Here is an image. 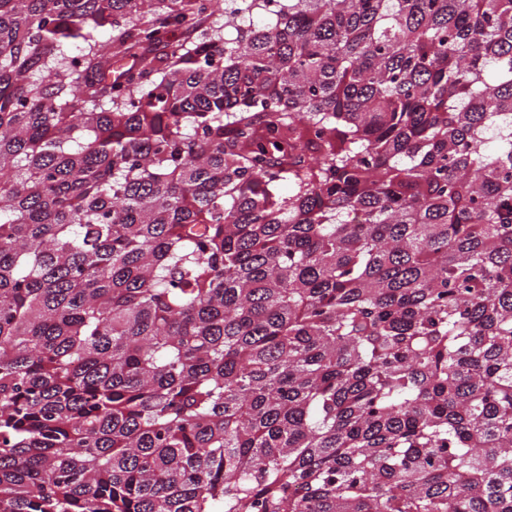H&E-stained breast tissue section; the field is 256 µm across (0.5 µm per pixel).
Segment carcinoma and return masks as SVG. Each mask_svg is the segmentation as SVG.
<instances>
[{
	"mask_svg": "<svg viewBox=\"0 0 512 512\" xmlns=\"http://www.w3.org/2000/svg\"><path fill=\"white\" fill-rule=\"evenodd\" d=\"M226 2L0 0V512H512V0Z\"/></svg>",
	"mask_w": 512,
	"mask_h": 512,
	"instance_id": "obj_1",
	"label": "carcinoma"
}]
</instances>
